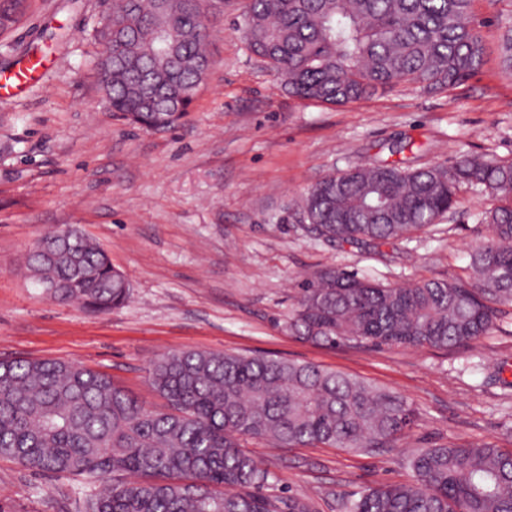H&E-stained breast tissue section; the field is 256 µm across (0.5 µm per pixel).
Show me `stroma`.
I'll use <instances>...</instances> for the list:
<instances>
[{"mask_svg":"<svg viewBox=\"0 0 512 512\" xmlns=\"http://www.w3.org/2000/svg\"><path fill=\"white\" fill-rule=\"evenodd\" d=\"M244 0H208L211 68L187 116L153 132L112 116L98 79L111 0H28L0 30V74L28 57L48 68L0 98V358H55L109 374L149 405L148 368L178 350L265 355L364 379L407 397L415 423L394 447L245 449L274 471L272 494L346 512L362 492L411 481L408 458L438 444L512 451V310L466 348L336 347L284 328L302 277L325 267L391 285L464 277L489 202L463 187L456 207L411 241L338 245L307 230L299 203L324 175L390 159L451 165L462 153L512 161V78L500 37L512 0H475L482 69L451 90L402 84L346 106L288 95L246 47ZM78 227L131 284L107 313L60 304L20 268L48 232ZM82 484L0 458L7 512H81Z\"/></svg>","mask_w":512,"mask_h":512,"instance_id":"1","label":"stroma"}]
</instances>
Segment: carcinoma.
<instances>
[{"label": "carcinoma", "instance_id": "carcinoma-1", "mask_svg": "<svg viewBox=\"0 0 512 512\" xmlns=\"http://www.w3.org/2000/svg\"><path fill=\"white\" fill-rule=\"evenodd\" d=\"M474 0H246L248 49L288 93L347 105L399 83L454 89L482 66ZM24 0H0V27ZM200 0H112V38L98 61L114 115L168 129L188 113L207 72ZM467 186L490 200L468 279L391 286L325 268L302 279L288 327L335 346L448 349L489 334L512 307V161L469 153L447 167L377 161L330 173L305 193L309 229L328 242L409 241L453 209ZM27 259L32 283L92 312L124 305L131 287L107 252L73 226ZM164 400L145 405L106 373L58 359L0 360V457L86 485L83 512H312L267 493L248 439L279 448H391L415 412L362 379L266 356L185 350L148 369ZM413 479L370 489L346 512H512V451L492 442L425 448Z\"/></svg>", "mask_w": 512, "mask_h": 512}]
</instances>
